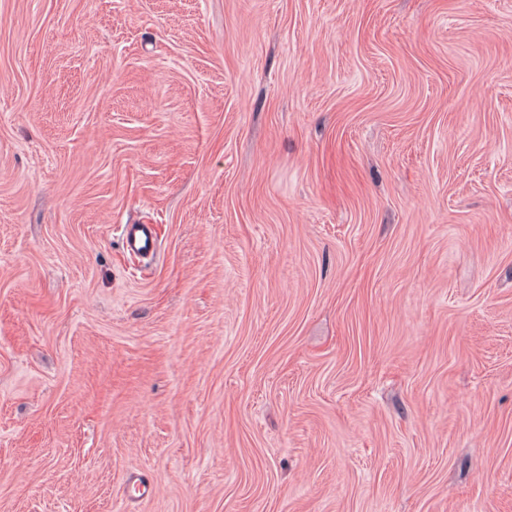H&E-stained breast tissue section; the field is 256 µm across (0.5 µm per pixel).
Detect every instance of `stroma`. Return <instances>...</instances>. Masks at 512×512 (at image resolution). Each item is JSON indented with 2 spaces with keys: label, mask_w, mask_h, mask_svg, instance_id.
<instances>
[{
  "label": "stroma",
  "mask_w": 512,
  "mask_h": 512,
  "mask_svg": "<svg viewBox=\"0 0 512 512\" xmlns=\"http://www.w3.org/2000/svg\"><path fill=\"white\" fill-rule=\"evenodd\" d=\"M0 512H512V0H0ZM121 231L124 246L130 253L143 258L155 255L157 241L151 225L125 224Z\"/></svg>",
  "instance_id": "1"
}]
</instances>
